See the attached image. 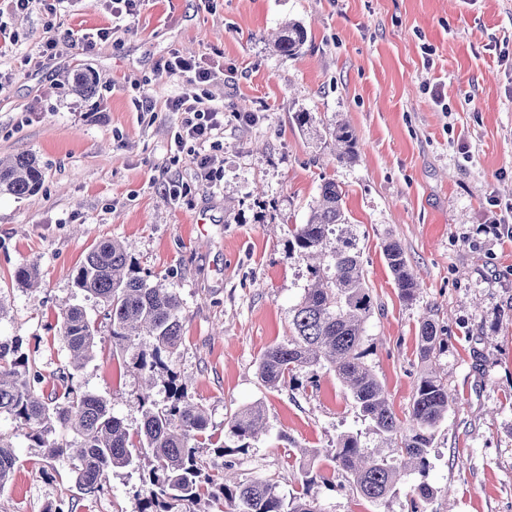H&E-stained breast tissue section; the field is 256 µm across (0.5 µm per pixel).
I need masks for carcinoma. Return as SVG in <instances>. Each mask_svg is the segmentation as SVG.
I'll return each mask as SVG.
<instances>
[{
	"mask_svg": "<svg viewBox=\"0 0 512 512\" xmlns=\"http://www.w3.org/2000/svg\"><path fill=\"white\" fill-rule=\"evenodd\" d=\"M308 32L299 22L283 27L273 41L278 54L295 57L307 42ZM71 86L90 93L93 81L81 69L69 76ZM336 159H351L356 137L350 126L338 122L330 130ZM43 172L36 158L21 153L0 162V192L26 197L38 192ZM343 190L330 178L322 179L318 198L304 224L296 225L292 245L309 262L310 284L293 307L288 341L268 348L258 364L263 383L280 388L307 372H334L346 386L375 430L393 444L395 457L380 455L364 446L359 435L338 440L330 461L366 500L377 503L398 493L408 466H429L428 449L434 432L452 403L448 385L430 370L420 374L406 419L397 418L387 394L365 357V324L374 310L360 250L355 239L344 235L348 223ZM130 246L105 239L93 246L73 270L74 285L96 299L109 320L112 356L139 371L147 381L167 377V403L158 406L145 390L135 397L141 413L136 427L112 413L109 402L95 394L78 393L69 385L73 372L96 357L98 330L76 306L60 310V331L68 350L61 386L46 393L36 388L42 375L31 371L19 338L0 339V415L10 416L26 436L45 449V456L69 455L76 461L79 488L88 496L102 492L109 473L135 466L141 470V487L133 495L132 512H172L179 502L205 499L215 512H321L313 491L315 479L304 470L301 492L287 497L270 478L241 481L226 474L220 482L204 472L199 455L209 426L206 411L189 398L187 387L170 369L169 362L182 338L180 299L173 288H159L139 275ZM383 255L402 299H414L419 284L397 240L383 247ZM21 285L39 284L37 271L21 266L15 271ZM442 330L427 319L419 336L421 359L429 360L445 348ZM70 429L73 441L49 440L56 427ZM237 446L220 444V456L245 454L251 442L267 432L266 414L259 403L245 407L229 420ZM10 436L0 432V488L18 468Z\"/></svg>",
	"mask_w": 512,
	"mask_h": 512,
	"instance_id": "carcinoma-1",
	"label": "carcinoma"
}]
</instances>
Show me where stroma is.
Masks as SVG:
<instances>
[{"mask_svg":"<svg viewBox=\"0 0 512 512\" xmlns=\"http://www.w3.org/2000/svg\"><path fill=\"white\" fill-rule=\"evenodd\" d=\"M288 22L308 30L296 58L271 49V33ZM101 28L113 35L91 53L66 45L33 66L50 31ZM176 50L210 69L198 93L224 110L210 141L178 152L171 139L186 115L168 103L188 85L166 66ZM76 68L93 73V92L65 83ZM0 73L13 77L0 90V158L32 153L44 170L37 194L0 193V335L20 337L44 390L68 358L59 312L77 306L99 333L73 388L106 399L132 426L137 393L165 404L163 382L146 387L113 358L102 307L73 282L97 242L123 240L141 274L181 298L172 367L208 412L213 439L229 442L228 421L244 406L267 413L268 433L234 459L240 479L265 476L295 494L308 449L320 454L322 512H410L421 484L438 490L426 512H512V0H145L133 21L102 0H31L22 12L0 0ZM140 92L154 111H135ZM299 112L313 114L311 128L298 127ZM341 119L357 138L356 157L342 163L329 133ZM204 155L215 183L201 177ZM325 178L345 194L376 301L367 362L394 411L407 416L427 367L454 396L428 467L383 503L324 461L349 433L390 452L335 374L313 382L303 372L275 390L258 375L310 282L291 232ZM391 239L420 283L410 302L383 256ZM23 265L37 268L40 288L17 283ZM425 319L446 342L426 363L417 349ZM0 431L20 458L0 512H131L138 470H114L90 497L72 459L45 458L10 419Z\"/></svg>","mask_w":512,"mask_h":512,"instance_id":"stroma-1","label":"stroma"}]
</instances>
